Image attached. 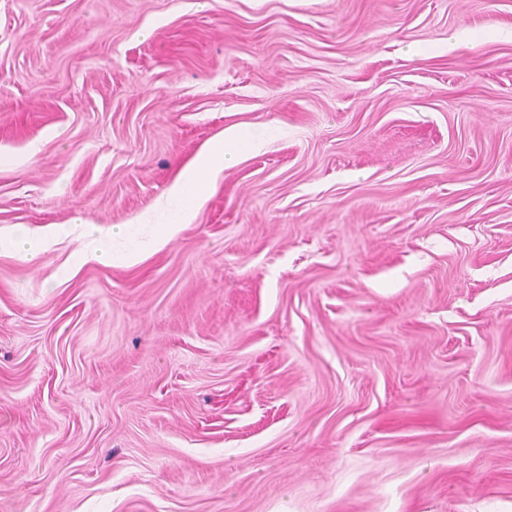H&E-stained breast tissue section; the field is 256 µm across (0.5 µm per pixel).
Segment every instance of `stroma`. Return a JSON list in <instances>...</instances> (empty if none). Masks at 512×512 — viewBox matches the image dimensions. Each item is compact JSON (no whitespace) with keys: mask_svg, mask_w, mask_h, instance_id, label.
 I'll return each instance as SVG.
<instances>
[{"mask_svg":"<svg viewBox=\"0 0 512 512\" xmlns=\"http://www.w3.org/2000/svg\"><path fill=\"white\" fill-rule=\"evenodd\" d=\"M229 128L0 254V512H512V0H0V231ZM239 138L238 130H225L224 148L202 152L139 224L111 228L88 224L78 235H73L67 224L16 229L10 236L0 235V252L18 253L33 261L43 256L53 243L68 240L78 262L134 266L147 255L165 248L183 225L190 222L198 206L197 185L212 168L235 160Z\"/></svg>","mask_w":512,"mask_h":512,"instance_id":"obj_1","label":"stroma"}]
</instances>
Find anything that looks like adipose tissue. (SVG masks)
<instances>
[{
  "mask_svg": "<svg viewBox=\"0 0 512 512\" xmlns=\"http://www.w3.org/2000/svg\"><path fill=\"white\" fill-rule=\"evenodd\" d=\"M239 138L238 130H225L223 148L202 152L139 223L111 228L88 224L78 234L72 233L66 224L21 228L5 237L0 235V252L17 253L33 261L43 256L53 243L66 241L72 245L76 261L136 265L147 255L165 248L183 225L190 222L198 206L197 185L212 168L235 160Z\"/></svg>",
  "mask_w": 512,
  "mask_h": 512,
  "instance_id": "obj_1",
  "label": "adipose tissue"
}]
</instances>
